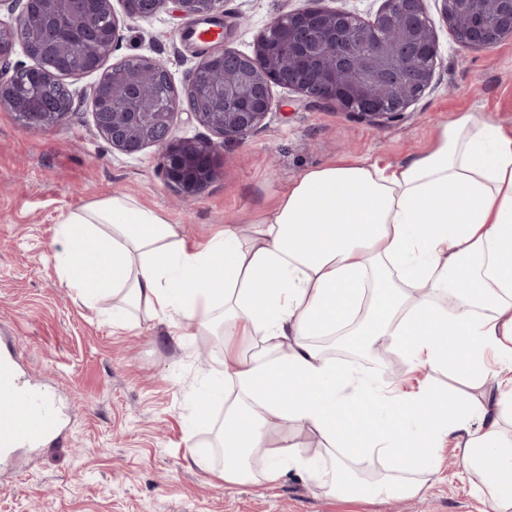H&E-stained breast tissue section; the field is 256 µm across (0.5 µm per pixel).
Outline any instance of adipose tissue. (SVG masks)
I'll return each mask as SVG.
<instances>
[{
	"label": "adipose tissue",
	"instance_id": "obj_1",
	"mask_svg": "<svg viewBox=\"0 0 512 512\" xmlns=\"http://www.w3.org/2000/svg\"><path fill=\"white\" fill-rule=\"evenodd\" d=\"M61 235L63 281L88 302L112 298L113 327L145 317L223 337L236 384L224 394L225 483L274 484L293 469L344 501L413 498L438 480L450 442L485 512H512V133L494 119L457 114L396 164L308 169L202 244L127 194L69 211ZM317 336L360 337L473 392L353 375ZM487 385L494 394L476 398ZM375 454L392 467L360 476Z\"/></svg>",
	"mask_w": 512,
	"mask_h": 512
}]
</instances>
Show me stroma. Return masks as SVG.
Masks as SVG:
<instances>
[{
    "mask_svg": "<svg viewBox=\"0 0 512 512\" xmlns=\"http://www.w3.org/2000/svg\"><path fill=\"white\" fill-rule=\"evenodd\" d=\"M320 2L373 19L383 0H224L226 43L251 52L273 18ZM433 86L405 118L374 126L273 87L264 126L225 144L222 173L186 202L159 171L150 147L128 156L98 134L89 100L58 125L27 126L0 110V334L16 337L26 373L68 412L69 437L40 457L19 450L0 471V512H480L454 448L423 499L345 503L291 472L259 487L228 485L218 434L224 425L223 339L190 336L156 320L112 326V302L86 305L62 282L60 223L72 208L126 193L162 212L184 236L205 241L220 225L271 207L307 169L341 158L397 163L426 150L437 125L460 112L493 117L512 131V39L464 53L439 23ZM165 9L125 22L112 60L147 55L184 87L202 45ZM202 455L207 467L190 464Z\"/></svg>",
    "mask_w": 512,
    "mask_h": 512,
    "instance_id": "obj_1",
    "label": "stroma"
}]
</instances>
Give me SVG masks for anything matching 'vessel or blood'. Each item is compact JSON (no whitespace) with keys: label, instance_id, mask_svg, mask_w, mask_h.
<instances>
[{"label":"vessel or blood","instance_id":"vessel-or-blood-1","mask_svg":"<svg viewBox=\"0 0 512 512\" xmlns=\"http://www.w3.org/2000/svg\"><path fill=\"white\" fill-rule=\"evenodd\" d=\"M61 431L56 397L22 374L13 345L0 347V466L9 467L20 449L41 451Z\"/></svg>","mask_w":512,"mask_h":512}]
</instances>
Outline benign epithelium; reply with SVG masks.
Wrapping results in <instances>:
<instances>
[{"instance_id": "7a95c632", "label": "benign epithelium", "mask_w": 512, "mask_h": 512, "mask_svg": "<svg viewBox=\"0 0 512 512\" xmlns=\"http://www.w3.org/2000/svg\"><path fill=\"white\" fill-rule=\"evenodd\" d=\"M18 6L10 20L0 19V60L15 47L23 49L31 64L0 69V110L25 118L27 125L49 128L61 123L71 110L74 92L70 74L52 69L44 48L73 35L102 41L113 52L120 39L121 20L112 0H39L40 12L31 11L33 0H0ZM127 19L148 18L168 4L188 19L221 24L224 0H122ZM443 23L464 51L480 52L512 38V0H438ZM380 22L398 26L402 36L392 47L371 40ZM288 47L283 60L282 47ZM438 38L424 0H384L374 19L364 21L342 8L309 7L271 20L255 39L249 54L224 45L201 52L184 89L181 105L172 112H137L130 102L139 98L144 77L160 75L172 82L157 59L136 55L133 69L112 65L107 75L84 92L91 101L99 135L112 150L135 155L148 147L159 151L166 182L185 200L196 197L221 171V149L260 129L272 109V88L279 86L303 99L353 112V103L369 105L357 115L384 127L405 117L408 109L429 90L435 78ZM220 61L224 80L203 81L209 65ZM28 79L35 92L28 98L16 93L18 81ZM190 119L218 135L177 138L175 116Z\"/></svg>"}]
</instances>
